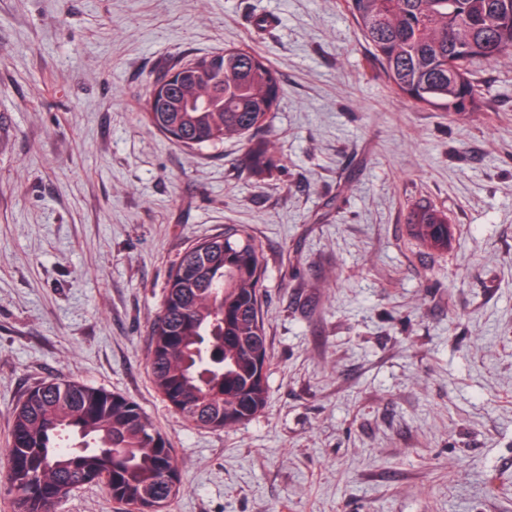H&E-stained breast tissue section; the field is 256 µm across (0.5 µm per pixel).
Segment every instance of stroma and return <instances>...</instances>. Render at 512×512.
<instances>
[{
	"mask_svg": "<svg viewBox=\"0 0 512 512\" xmlns=\"http://www.w3.org/2000/svg\"><path fill=\"white\" fill-rule=\"evenodd\" d=\"M275 18L270 27L261 20ZM224 47L281 75L280 162L142 118L162 67ZM467 120L399 97L344 0H0V477L36 383L117 392L166 432V512H512V67ZM447 211L448 248L410 234ZM248 228L268 402L212 431L147 361L173 264ZM58 512H130L97 484Z\"/></svg>",
	"mask_w": 512,
	"mask_h": 512,
	"instance_id": "1",
	"label": "stroma"
}]
</instances>
